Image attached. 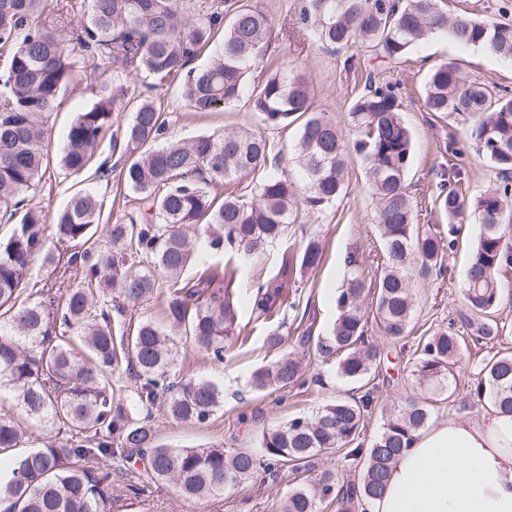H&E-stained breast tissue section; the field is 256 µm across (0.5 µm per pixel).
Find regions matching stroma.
Here are the masks:
<instances>
[{"instance_id":"1","label":"stroma","mask_w":512,"mask_h":512,"mask_svg":"<svg viewBox=\"0 0 512 512\" xmlns=\"http://www.w3.org/2000/svg\"><path fill=\"white\" fill-rule=\"evenodd\" d=\"M249 2L266 13L271 21L268 48L253 73L254 78H263L285 65L303 72L315 107L330 115L347 141L356 138L348 124V108L352 100L363 93L367 76L396 86L403 116L414 137L407 182L417 206L419 223L441 226L447 222L435 203L442 169L453 164L460 167L461 188L470 199L501 182V174L492 170L469 145L467 121L427 110L423 81L430 68L451 62L460 67L466 80L485 84L498 94L505 89L512 91V62L440 36L425 39L397 63L360 47L333 53L312 40L301 20L302 0ZM72 63V81L60 92L45 125L49 155L53 158L61 154L66 130L73 119L97 101L98 71L93 59L77 53ZM181 84V78H170L158 83L151 92L165 109L170 136L189 142L202 134H220L241 126L258 128L259 122L244 99L221 112L187 111L180 100ZM451 137L458 140L462 151L456 158L445 151V144ZM75 188V177L53 165L37 186L33 200L51 217L67 206ZM375 207L366 171L352 156L347 161L344 193L326 213L316 216L298 210L282 239L267 245L261 254L249 256L229 250L209 254L207 262L232 271L231 289L246 291L277 273L284 252L297 249L309 236H319L324 245L320 264L288 289L285 319L279 332L286 348L292 349L303 332L318 336L334 322L335 297L349 274L343 264L348 254H357L366 271L374 270L381 254V242L373 222ZM464 225L467 232L446 257L443 272L433 271L417 278L415 308L407 336L392 342L378 329L369 331L372 342L386 347L388 357L375 371V408L359 436L361 442H370L380 432L383 407L427 396L426 387L418 385L410 374L417 342L420 337L451 323L465 340L462 350L465 368L456 376L455 401L437 400L430 421L436 424L451 418H466L477 424L487 411L469 391L484 359L497 353H512V273L503 279L502 301L496 313L498 338L476 340L470 329L457 322L464 307L466 269L481 229L471 212L466 214ZM238 321L244 331L238 340L225 343L223 361H214L187 343L175 366L178 373L219 383L224 389L222 408L207 423L191 424L174 420L164 405H156L152 425L160 443L174 448L220 444L226 451L247 450L259 457L263 454L260 446L263 430L297 415H314L326 403L355 394L354 385L337 377L334 362L320 360L313 362L306 371L304 385L282 391L252 390L248 385L251 373L276 361L279 353L266 343L269 326L265 321L246 309L240 311ZM106 469L112 474V512H279V505L289 489L308 479L306 473H296L285 466L263 484L246 481L225 491L224 495L191 503L168 482L147 484L141 498L132 499L128 487L142 481V464L110 462Z\"/></svg>"}]
</instances>
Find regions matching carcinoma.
Listing matches in <instances>:
<instances>
[{
	"mask_svg": "<svg viewBox=\"0 0 512 512\" xmlns=\"http://www.w3.org/2000/svg\"><path fill=\"white\" fill-rule=\"evenodd\" d=\"M48 0H0V224L12 225L0 241V392L11 393L18 415L0 411V455L10 454L21 439L17 417L37 422L54 433L51 442L12 460L11 476L0 480L3 512H110L109 474L98 460L127 462L148 457L144 477L171 481L188 500L221 495L245 480L262 482L290 463L295 471L313 472V484L292 487L281 512H320L327 503L335 512L381 496L388 477L412 447L431 417L428 400L412 399L387 416L367 448L357 444L372 413L369 387L380 358L369 342L368 323L393 338L407 335L414 308L416 275L443 270L453 251L466 211L481 224L466 271L465 310L459 321L492 340L501 299L500 277L512 268V182L505 180L475 201L451 183H460L454 167L441 173L435 201L448 219L447 232L417 224L407 176L413 136L391 84L369 82L352 101L348 115L358 133L353 150L366 169L377 200L374 222L383 246L370 281L352 273L335 298L337 316L323 336H303V352L336 360V374L367 388L360 397L338 398L315 416L298 415L261 436L263 459L249 452L229 454L224 447L170 448L158 442L149 414L161 398L172 418L203 424L223 406L224 389L214 381L173 375L181 332L217 361L224 343L239 337L237 306L241 299L225 284V274L208 267L196 283L183 282L187 267L202 255L235 247L256 255L280 237L293 209L319 215L344 191L347 143L324 112L314 109L308 80L283 67L263 81H250L266 51L270 21L245 0H198L191 11L178 0H89L88 16L59 30L42 16ZM302 20L313 40L333 51L357 44L399 61L412 46L432 35H445L461 46L483 48L512 60V21L448 15L438 0H304ZM222 46L211 63L190 67L198 50L217 32ZM96 59L102 80L99 100L71 123L62 169L96 179L114 169L105 157L91 166L94 151L107 132L134 155L124 162V183L134 194L137 211L108 224L105 243L95 235L103 203L89 191L73 196L48 223L44 210L27 193L43 176L45 119L70 79L75 48ZM146 79L183 76L181 101L191 112H219L248 97L261 131L241 127L202 135L191 143L169 139L144 149L167 132L168 120L150 97L141 98L133 118L112 127L110 106L123 93L118 84L127 68ZM428 111L478 116L470 130L476 151L502 173L512 171V97L496 96L477 82H467L452 63L432 68L425 78ZM294 151L305 176L298 194L288 173L270 157L266 130H284L300 117ZM264 175L245 190L224 194L215 203L211 191L258 172ZM69 248L45 249L47 236ZM321 241L307 238L282 259L277 274L246 294L257 318L273 320L287 302L288 285L319 265ZM61 269L44 280L28 302H19L33 262ZM79 275L71 283L65 272ZM112 290L135 307L159 291L165 325L151 320L116 339L107 303L95 291ZM370 296V309L361 305ZM461 338L441 328L419 340L412 375L432 393H448V380L461 360ZM125 367L135 379V399L146 411L140 418L117 398L110 375ZM298 352H284L272 365L255 369L250 387L263 392L285 390L302 376ZM475 396L512 414V354L483 361ZM326 450L342 453L339 470L317 467ZM358 477L349 479L352 471Z\"/></svg>",
	"mask_w": 512,
	"mask_h": 512,
	"instance_id": "carcinoma-1",
	"label": "carcinoma"
}]
</instances>
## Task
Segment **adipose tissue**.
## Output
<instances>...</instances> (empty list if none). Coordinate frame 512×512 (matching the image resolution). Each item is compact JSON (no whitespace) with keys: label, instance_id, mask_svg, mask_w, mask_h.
<instances>
[{"label":"adipose tissue","instance_id":"obj_1","mask_svg":"<svg viewBox=\"0 0 512 512\" xmlns=\"http://www.w3.org/2000/svg\"><path fill=\"white\" fill-rule=\"evenodd\" d=\"M370 512H512V415L421 432Z\"/></svg>","mask_w":512,"mask_h":512}]
</instances>
